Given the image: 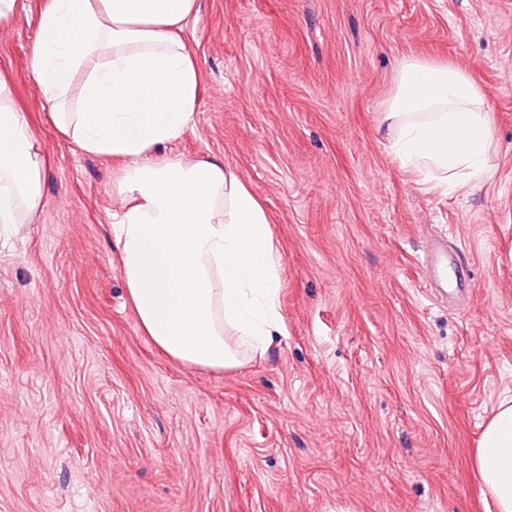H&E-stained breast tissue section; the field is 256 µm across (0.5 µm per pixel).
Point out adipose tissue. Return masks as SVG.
<instances>
[{
  "label": "adipose tissue",
  "instance_id": "obj_1",
  "mask_svg": "<svg viewBox=\"0 0 512 512\" xmlns=\"http://www.w3.org/2000/svg\"><path fill=\"white\" fill-rule=\"evenodd\" d=\"M198 12V0H44L30 73L62 136L121 163L112 235L141 332L181 364L222 371L285 333L281 251L236 169L164 151L199 107L201 73L184 38ZM381 122L393 159L445 192L493 173L484 90L451 63L401 60ZM47 165L0 74V230L41 208ZM474 467L486 507L512 512V396L485 421Z\"/></svg>",
  "mask_w": 512,
  "mask_h": 512
}]
</instances>
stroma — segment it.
<instances>
[{
	"instance_id": "stroma-1",
	"label": "stroma",
	"mask_w": 512,
	"mask_h": 512,
	"mask_svg": "<svg viewBox=\"0 0 512 512\" xmlns=\"http://www.w3.org/2000/svg\"><path fill=\"white\" fill-rule=\"evenodd\" d=\"M202 75L173 154L236 168L281 249L286 335L224 371L139 327L112 240L118 167L61 136L30 76L42 0L0 72L49 159L0 234V512H485L473 465L512 395V0H198ZM482 85L493 175L423 186L380 124L402 58Z\"/></svg>"
}]
</instances>
